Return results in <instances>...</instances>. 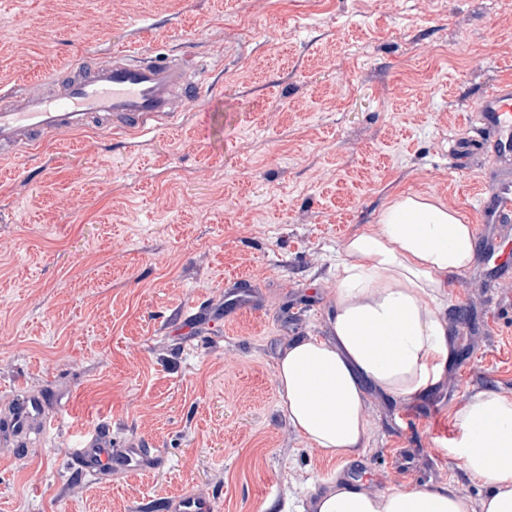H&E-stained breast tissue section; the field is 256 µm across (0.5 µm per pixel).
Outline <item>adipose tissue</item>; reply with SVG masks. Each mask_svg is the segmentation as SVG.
<instances>
[{"label": "adipose tissue", "mask_w": 512, "mask_h": 512, "mask_svg": "<svg viewBox=\"0 0 512 512\" xmlns=\"http://www.w3.org/2000/svg\"><path fill=\"white\" fill-rule=\"evenodd\" d=\"M474 257L472 225L420 194L398 197L376 227L350 236L336 255L333 341H300L279 362L289 424L329 455H359L370 432L365 386L407 401L441 380L451 358L441 295ZM454 420L449 452L483 488L479 508L449 487L374 493L342 484L318 498L317 512H512V398L478 391Z\"/></svg>", "instance_id": "obj_1"}]
</instances>
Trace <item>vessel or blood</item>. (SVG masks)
I'll list each match as a JSON object with an SVG mask.
<instances>
[{
  "mask_svg": "<svg viewBox=\"0 0 512 512\" xmlns=\"http://www.w3.org/2000/svg\"><path fill=\"white\" fill-rule=\"evenodd\" d=\"M180 60L146 59L131 51H118L93 68L77 67L73 77L55 87L44 83L0 92V156L32 150L55 137L91 128L93 120L111 119L112 129L149 132L174 127L182 112L198 98ZM477 121L493 137L489 152L494 164L512 168V84H496L476 105ZM512 211V179H500L486 195L485 223ZM46 430L52 425L37 399L19 403L7 427L20 434L30 426ZM87 466L119 462L137 467L143 450L135 440L113 447L111 440L94 433L76 450ZM172 512H216L214 500L185 493L171 501Z\"/></svg>",
  "mask_w": 512,
  "mask_h": 512,
  "instance_id": "b4317fda",
  "label": "vessel or blood"
}]
</instances>
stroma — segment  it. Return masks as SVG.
<instances>
[{
	"label": "stroma",
	"instance_id": "35a3bbf8",
	"mask_svg": "<svg viewBox=\"0 0 512 512\" xmlns=\"http://www.w3.org/2000/svg\"><path fill=\"white\" fill-rule=\"evenodd\" d=\"M133 50L192 56L202 95L173 128H91L0 160V419L24 394L53 426L0 434V512H316L339 481L452 485L454 409L512 397V272L476 252L448 280L455 360L422 399L367 390L359 456L308 444L280 406L293 344L332 340L336 253L396 195L483 231L486 155L449 150L512 81V0H0V87ZM252 309L226 308L234 291ZM107 427L149 467L86 474ZM173 512H215L214 500L191 493H185L171 500Z\"/></svg>",
	"mask_w": 512,
	"mask_h": 512
}]
</instances>
